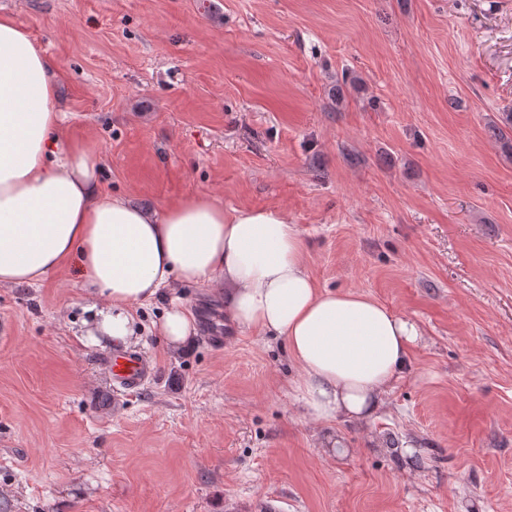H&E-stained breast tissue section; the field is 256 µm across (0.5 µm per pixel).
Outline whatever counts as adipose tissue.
Returning <instances> with one entry per match:
<instances>
[{"mask_svg": "<svg viewBox=\"0 0 512 512\" xmlns=\"http://www.w3.org/2000/svg\"><path fill=\"white\" fill-rule=\"evenodd\" d=\"M58 76L29 33L0 17V286L36 285L74 265L104 332L126 340L135 307L185 284L220 285L240 330L284 337L315 419L375 417L422 330L375 299L317 288L285 209L224 210L193 196L159 212L103 190L92 150L60 146ZM174 351L197 340L172 304Z\"/></svg>", "mask_w": 512, "mask_h": 512, "instance_id": "1", "label": "adipose tissue"}]
</instances>
